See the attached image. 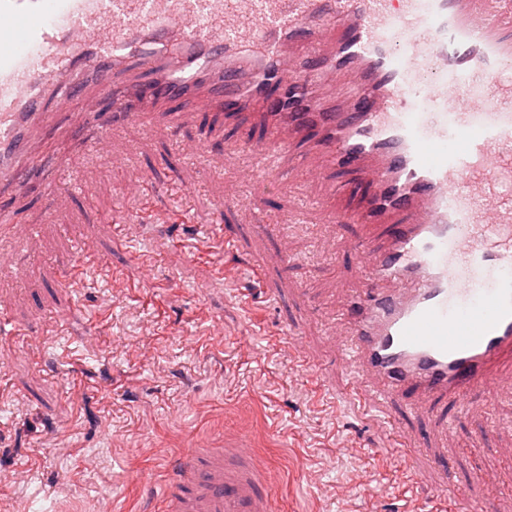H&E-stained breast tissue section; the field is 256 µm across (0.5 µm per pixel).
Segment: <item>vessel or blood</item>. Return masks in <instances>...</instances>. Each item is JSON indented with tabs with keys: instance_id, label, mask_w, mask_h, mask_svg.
Instances as JSON below:
<instances>
[{
	"instance_id": "obj_1",
	"label": "vessel or blood",
	"mask_w": 512,
	"mask_h": 512,
	"mask_svg": "<svg viewBox=\"0 0 512 512\" xmlns=\"http://www.w3.org/2000/svg\"><path fill=\"white\" fill-rule=\"evenodd\" d=\"M254 112L246 179L353 171L336 224L360 286L340 314L367 399L463 407L512 379V0H0V237L32 184L59 196L53 128L104 155L115 121ZM242 448H189L162 512H275Z\"/></svg>"
}]
</instances>
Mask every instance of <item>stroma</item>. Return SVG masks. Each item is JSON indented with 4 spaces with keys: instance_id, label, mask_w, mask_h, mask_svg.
I'll use <instances>...</instances> for the list:
<instances>
[{
    "instance_id": "obj_1",
    "label": "stroma",
    "mask_w": 512,
    "mask_h": 512,
    "mask_svg": "<svg viewBox=\"0 0 512 512\" xmlns=\"http://www.w3.org/2000/svg\"><path fill=\"white\" fill-rule=\"evenodd\" d=\"M259 131L191 118L181 140L145 121L112 135L114 160L149 173L165 209L182 185L195 224L108 219L136 211L121 170L72 153L89 187L38 230L0 246V512H142L187 448L239 441L271 470L278 512H401L466 493L479 512H512V384L466 411L421 403L366 410L341 355L339 315L359 286L361 225L333 180L244 181L240 153ZM223 223L237 249L205 227ZM100 270L65 278L76 250ZM490 474L495 488L476 483Z\"/></svg>"
}]
</instances>
